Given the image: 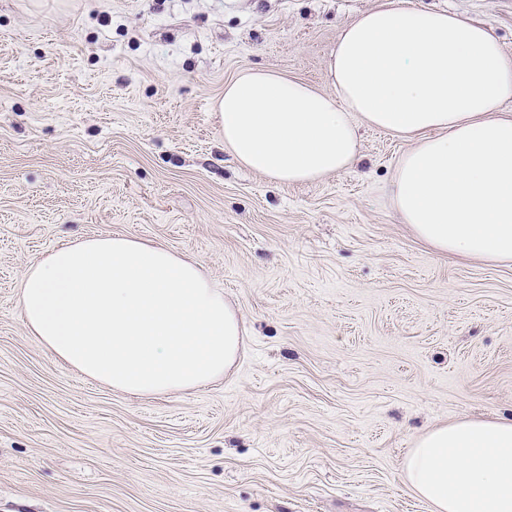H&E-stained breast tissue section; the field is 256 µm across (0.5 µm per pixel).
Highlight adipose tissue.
<instances>
[{"mask_svg":"<svg viewBox=\"0 0 512 512\" xmlns=\"http://www.w3.org/2000/svg\"><path fill=\"white\" fill-rule=\"evenodd\" d=\"M328 70L334 93L272 71L224 87V145L287 184L349 167L358 124L411 141L392 202L433 249L512 262V55L483 26L400 0L347 24ZM24 327L55 359L112 389L154 396L223 378L245 328L194 260L119 233L34 260ZM433 512H512V421L463 418L422 434L401 463Z\"/></svg>","mask_w":512,"mask_h":512,"instance_id":"obj_1","label":"adipose tissue"}]
</instances>
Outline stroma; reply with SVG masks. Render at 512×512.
<instances>
[{
  "label": "stroma",
  "instance_id": "35a3bbf8",
  "mask_svg": "<svg viewBox=\"0 0 512 512\" xmlns=\"http://www.w3.org/2000/svg\"><path fill=\"white\" fill-rule=\"evenodd\" d=\"M384 0H0V512H431L425 431L512 420V264L434 251L391 201L407 141L306 184L239 166L216 101L244 70L327 92ZM484 25L512 0H404ZM122 233L188 255L245 328L232 373L131 397L27 336L19 281Z\"/></svg>",
  "mask_w": 512,
  "mask_h": 512
}]
</instances>
